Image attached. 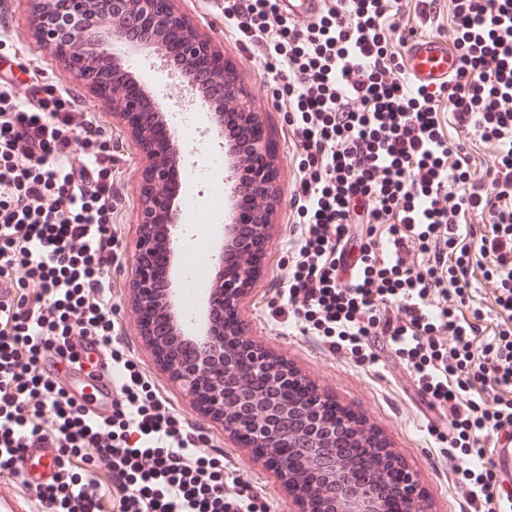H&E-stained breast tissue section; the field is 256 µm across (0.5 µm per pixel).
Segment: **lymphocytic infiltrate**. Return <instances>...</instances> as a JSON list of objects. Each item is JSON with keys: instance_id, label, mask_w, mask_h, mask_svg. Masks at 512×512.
Returning <instances> with one entry per match:
<instances>
[{"instance_id": "lymphocytic-infiltrate-1", "label": "lymphocytic infiltrate", "mask_w": 512, "mask_h": 512, "mask_svg": "<svg viewBox=\"0 0 512 512\" xmlns=\"http://www.w3.org/2000/svg\"><path fill=\"white\" fill-rule=\"evenodd\" d=\"M460 65L447 86L409 89L386 33L401 0H336L305 29L284 23L276 0H224L238 33L273 35L277 71L306 154L295 205L305 230L285 285L288 313L330 346L365 341L368 359L392 350L450 425L469 439L452 469L473 486L474 512H507L493 450L512 438V397L465 398L468 380L512 390V327L478 345L457 314L475 272L497 284L492 312L512 316V0H450ZM453 120L457 142L439 127ZM492 145L496 163L471 172L464 144ZM80 153H72V145ZM389 227L387 241L369 226ZM112 154L99 127L77 119L65 94L23 101L0 75V469L44 425L60 435L56 485L37 491L62 512H99L71 474L84 447L112 463L114 512H252L227 499L224 470L193 456L164 398L112 346ZM360 258L348 266V246ZM38 286L44 303L16 297ZM438 299H431V289ZM399 316H392V309ZM107 350L120 383L112 414L86 415L40 367L56 349L74 361L72 337Z\"/></svg>"}]
</instances>
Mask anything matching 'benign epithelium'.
<instances>
[{"instance_id":"1","label":"benign epithelium","mask_w":512,"mask_h":512,"mask_svg":"<svg viewBox=\"0 0 512 512\" xmlns=\"http://www.w3.org/2000/svg\"><path fill=\"white\" fill-rule=\"evenodd\" d=\"M26 4L36 41L74 73L99 99L104 111L127 127L146 159L139 177L140 235L132 294L141 334L161 368L206 416L221 422L237 440L241 435L239 417L224 401V391L225 386L238 381L244 365L261 367L271 381L288 375L293 381L290 411L299 409L296 395L304 387L312 397L326 398L288 365L257 348L248 339L243 323L224 322V311L237 309L240 296L256 272L259 253L253 243L263 247L270 237L274 169L251 95L234 81L213 43L174 9L172 0H82L80 11L66 16L57 0H26ZM171 39L179 42L180 63L169 71L185 91L178 107L195 103L206 107L215 95L228 101L227 109L237 119V127L231 129L232 138H237L241 127L255 131L251 140L237 148L233 169L224 175V189L236 195L240 188L238 174L244 166L250 180L260 187L247 229L240 230L234 222L226 224L220 240L210 246L207 260L215 274L209 282L202 316L192 329L185 326L181 310L183 284L175 278H157L145 258L163 250L173 260L181 249L186 228L174 218L168 186L177 161L193 156L195 149L176 133L164 140L157 137L154 119L160 115L159 103L130 93L133 77L116 62L114 53L115 46L122 45L137 55L150 60L160 57L166 63V47ZM204 57L212 61L206 89L193 79V71ZM207 118L208 122L199 127L200 137L224 147V112H209ZM230 247L237 250L238 261L229 268L224 265V253ZM274 395L269 392L265 400L249 393L250 404L245 406L254 416L255 445L273 451L284 447L289 437L288 430L276 424L282 406L271 402ZM272 469L300 501L303 512H320L313 509L314 501L328 493L329 487L346 480L342 461H333L328 471L317 470L308 477L288 466L286 460ZM400 480L411 485L409 496L383 505L361 489L346 501L341 512H388L396 508L400 512H424L411 476L402 470Z\"/></svg>"}]
</instances>
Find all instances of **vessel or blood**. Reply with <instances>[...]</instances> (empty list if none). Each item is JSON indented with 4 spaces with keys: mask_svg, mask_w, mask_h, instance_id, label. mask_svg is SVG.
Here are the masks:
<instances>
[{
    "mask_svg": "<svg viewBox=\"0 0 512 512\" xmlns=\"http://www.w3.org/2000/svg\"><path fill=\"white\" fill-rule=\"evenodd\" d=\"M460 54L457 31L416 36L406 42L403 65L417 87L434 91L447 84L455 73ZM59 458L60 451L55 447L25 449L20 459L23 479L29 486L39 489L53 484Z\"/></svg>",
    "mask_w": 512,
    "mask_h": 512,
    "instance_id": "vessel-or-blood-1",
    "label": "vessel or blood"
}]
</instances>
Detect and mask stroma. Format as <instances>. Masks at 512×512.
<instances>
[{
  "instance_id": "1",
  "label": "stroma",
  "mask_w": 512,
  "mask_h": 512,
  "mask_svg": "<svg viewBox=\"0 0 512 512\" xmlns=\"http://www.w3.org/2000/svg\"><path fill=\"white\" fill-rule=\"evenodd\" d=\"M175 8L202 36L214 42L239 85L251 93L274 157L277 198L273 228L257 273L237 310L249 339L351 411L360 425L390 448L413 475L429 512H472L467 486L448 468V443L454 435L449 421L437 418L429 409L394 353L382 352L376 362L369 363L363 361L361 349L347 343L328 347L319 337L279 316L283 287L301 238L300 217L291 199L301 192L305 154L293 139L281 86L269 72L277 59L259 57L242 43L232 21L224 15V0H175ZM4 71L13 73L14 91L20 99L48 91L69 95L76 101L78 113L100 126L112 150V233L117 260L109 275L115 334L125 358L166 400L184 431L194 437L196 455L221 458L228 496H248L254 512H301L277 473L250 448L235 444L219 423L201 414L160 369L147 347L131 308L139 234L136 176L144 165V156L127 128L112 119L74 75L35 42L21 0H0V73ZM210 156L208 146L202 144L189 162L178 164L176 181L182 193L176 203L182 212L201 210L213 203L219 180L203 176ZM99 358V353H91L76 372L65 360L52 356L44 361L43 368L52 373L56 386L83 388L93 399L97 396L94 373ZM93 454V449H81L72 456L70 470L80 484L96 494L103 512H112L118 495L112 485V466L100 460L88 464ZM0 501L16 512H51L37 500L21 475L6 470H0Z\"/></svg>"
}]
</instances>
